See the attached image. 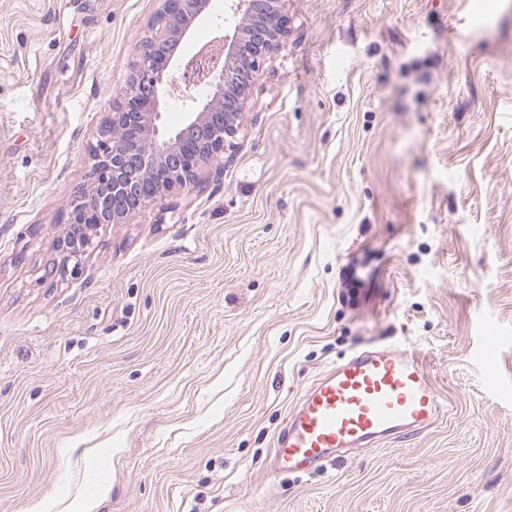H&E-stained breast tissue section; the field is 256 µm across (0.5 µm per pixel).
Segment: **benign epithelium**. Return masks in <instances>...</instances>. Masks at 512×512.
<instances>
[{
  "label": "benign epithelium",
  "instance_id": "obj_1",
  "mask_svg": "<svg viewBox=\"0 0 512 512\" xmlns=\"http://www.w3.org/2000/svg\"><path fill=\"white\" fill-rule=\"evenodd\" d=\"M281 0H231L233 34L222 39L224 64L209 72L204 97L185 94L188 112L177 128L165 126L168 89L183 81L192 62L181 43L215 13L217 0H162L152 35L139 48V61L89 147L92 183L56 236L59 262L51 274L63 278L77 268L105 224L124 223L162 196H175L196 183L202 165L224 152L238 133L240 89L276 53L287 33Z\"/></svg>",
  "mask_w": 512,
  "mask_h": 512
}]
</instances>
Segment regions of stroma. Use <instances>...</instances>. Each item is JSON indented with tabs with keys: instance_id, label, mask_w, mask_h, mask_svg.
Here are the masks:
<instances>
[{
	"instance_id": "1",
	"label": "stroma",
	"mask_w": 512,
	"mask_h": 512,
	"mask_svg": "<svg viewBox=\"0 0 512 512\" xmlns=\"http://www.w3.org/2000/svg\"><path fill=\"white\" fill-rule=\"evenodd\" d=\"M160 8L0 0V512L93 471L96 512H512V0H284L234 147L48 279ZM371 342L447 415L272 478L302 390Z\"/></svg>"
}]
</instances>
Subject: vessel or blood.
<instances>
[{"instance_id":"1","label":"vessel or blood","mask_w":512,"mask_h":512,"mask_svg":"<svg viewBox=\"0 0 512 512\" xmlns=\"http://www.w3.org/2000/svg\"><path fill=\"white\" fill-rule=\"evenodd\" d=\"M446 413L420 356L371 344L323 372L275 435L277 475L303 476L351 448H376L418 434Z\"/></svg>"}]
</instances>
